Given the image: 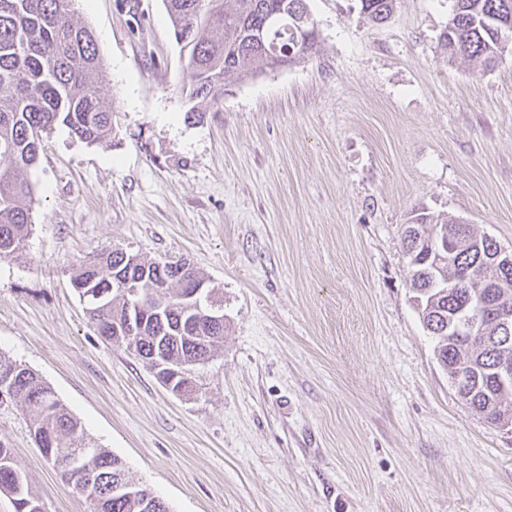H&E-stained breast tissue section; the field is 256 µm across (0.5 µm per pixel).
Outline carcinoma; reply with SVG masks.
Listing matches in <instances>:
<instances>
[{"label":"carcinoma","instance_id":"obj_1","mask_svg":"<svg viewBox=\"0 0 512 512\" xmlns=\"http://www.w3.org/2000/svg\"><path fill=\"white\" fill-rule=\"evenodd\" d=\"M175 39L189 49L193 82L190 99L212 101L224 95L226 79L256 77L289 51V65L319 49L316 23L307 0H164ZM361 14L382 24L395 0H359ZM72 0H0V257L19 252L31 227L25 201L32 196L28 171L36 165L43 136L62 124L76 138L99 142L112 134V100L101 95L104 70L94 34L74 20ZM512 24V0H455L441 31L448 62L467 60L484 68L502 57L498 31ZM412 224L460 225L420 207ZM203 281L196 269L176 277L168 263L148 262L134 254L103 253L83 265L73 287L86 305L98 335L134 346L143 357L156 354L176 368L204 365L224 345V325L190 309L185 299ZM153 302L137 307L129 289L160 283ZM411 288L418 313L437 341L436 349L453 365L460 360L488 368L512 360V331L504 335L488 324L489 336L469 341L448 335V313L469 300L465 288H436L419 274ZM512 397L487 384L466 403L488 422L489 400ZM20 402L32 412L31 432L45 459L73 490L89 502L90 512H170L150 489L127 475L121 459L99 447L81 422L30 368L0 352V404ZM0 492L11 497L14 512H44L13 449L0 440Z\"/></svg>","mask_w":512,"mask_h":512}]
</instances>
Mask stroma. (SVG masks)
Segmentation results:
<instances>
[{
  "label": "stroma",
  "mask_w": 512,
  "mask_h": 512,
  "mask_svg": "<svg viewBox=\"0 0 512 512\" xmlns=\"http://www.w3.org/2000/svg\"><path fill=\"white\" fill-rule=\"evenodd\" d=\"M455 0H308L318 54L192 113L163 0H74L112 136L62 125L29 172L32 228L0 259V351L34 370L171 512H512V432L458 396L410 289L426 207L512 246V53L449 62ZM184 259L224 303L189 395L105 341L72 280L98 254ZM0 405L45 512H88ZM361 14L374 24L386 22L392 15L395 0H359Z\"/></svg>",
  "instance_id": "obj_1"
}]
</instances>
